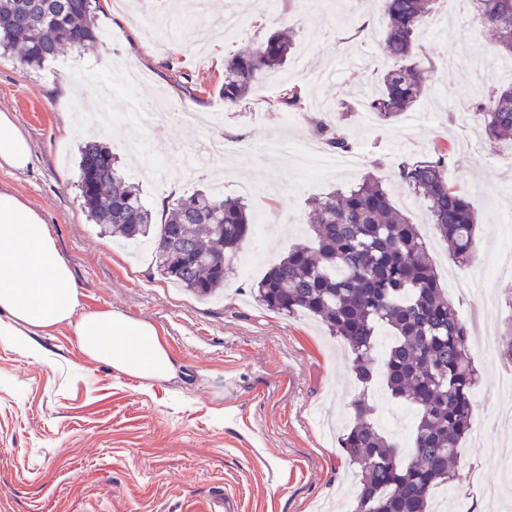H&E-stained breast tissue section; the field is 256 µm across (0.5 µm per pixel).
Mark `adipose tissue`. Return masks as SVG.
<instances>
[{
	"mask_svg": "<svg viewBox=\"0 0 512 512\" xmlns=\"http://www.w3.org/2000/svg\"><path fill=\"white\" fill-rule=\"evenodd\" d=\"M31 160L29 141L1 112L0 169L22 171ZM18 324L37 334L69 325L84 355L123 374L150 382L175 374L153 325L110 310L81 311L72 270L41 214L0 191V336L12 335Z\"/></svg>",
	"mask_w": 512,
	"mask_h": 512,
	"instance_id": "obj_1",
	"label": "adipose tissue"
}]
</instances>
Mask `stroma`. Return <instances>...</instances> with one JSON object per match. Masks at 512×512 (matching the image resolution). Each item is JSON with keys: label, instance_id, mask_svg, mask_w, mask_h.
Masks as SVG:
<instances>
[{"label": "stroma", "instance_id": "35a3bbf8", "mask_svg": "<svg viewBox=\"0 0 512 512\" xmlns=\"http://www.w3.org/2000/svg\"><path fill=\"white\" fill-rule=\"evenodd\" d=\"M267 0L263 11L227 30L225 15L245 0H206L199 15L188 0H127L97 7V49L69 50L33 68L0 53V111L11 113L30 142L22 172L0 170V191L38 210L69 264L88 310H112L152 324L176 364L175 377L146 382L94 361L69 326L37 336L32 346L0 337V512H211L219 498L234 512H352L357 479L338 438L352 422L360 387L342 343L310 316L287 317L260 305L255 275L232 276L223 298L201 299L165 283L151 258L127 252L101 233L77 187L79 150L108 146L154 214L193 192L244 197L255 225L241 250L270 259L309 237L310 198L365 177L380 180L394 205L429 242L438 274L454 270L445 289L469 334V356L480 373L472 428L480 446L464 440V467L448 507L512 512V425L498 421L497 384L512 363L489 355L512 320V266L502 256L503 224L512 217V170L497 161L505 144L485 138L475 116L457 110L512 84L496 48L479 43L480 24L464 0H437L438 28H422L418 45L433 71L410 113L384 123L364 120L366 98L389 66L378 4L340 0ZM277 29L294 33L285 66L255 93L225 104L219 93L224 60L263 42ZM356 58L332 82L315 85L309 72L327 52ZM304 90L303 109L283 125L279 89ZM143 98L215 114L214 132L237 142L233 158H206L193 175L171 172L199 131L173 122L148 126L128 103ZM349 104L344 133L364 152L358 168H294L256 145L284 140L298 148L315 140L320 103ZM447 149L448 182L473 204L476 253L454 265L426 205L407 195L395 171L404 158ZM385 432L409 438L415 411L381 384L368 390Z\"/></svg>", "mask_w": 512, "mask_h": 512}]
</instances>
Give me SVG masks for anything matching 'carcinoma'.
Returning a JSON list of instances; mask_svg holds the SVG:
<instances>
[{"mask_svg": "<svg viewBox=\"0 0 512 512\" xmlns=\"http://www.w3.org/2000/svg\"><path fill=\"white\" fill-rule=\"evenodd\" d=\"M387 26L384 49L392 65L383 89L367 109L388 122L409 111L424 93L430 69L417 52L416 36L433 14L435 0H380ZM480 21L484 40L512 58V0H467ZM93 0H0V48L21 66H38L61 52L101 44L93 22ZM292 35L272 33L264 42L224 61L219 92L234 104L252 92L264 74L283 66ZM302 89L281 90L277 104L302 109ZM472 108L489 139L512 141V85L477 100ZM352 109L317 122L331 148L349 149L344 124ZM445 154L436 150L397 165L404 191L427 203L435 233L450 257L463 264L475 255V214L464 193L451 188ZM79 190L90 219L112 236L145 243L156 272L167 283L200 297L224 288L236 271L251 234L241 197L198 191L172 205L158 223L138 185L115 168L108 147L88 143L79 157ZM312 243L294 244L257 283V301L293 317L307 313L339 339L352 356L363 387L378 380L392 398L416 411L411 448L374 422L366 394L352 402L355 422L339 438L346 459L359 472L354 512H432L433 491L453 482L463 466L459 447L471 431L477 370L468 354L469 332L429 258L416 225L393 204L373 177L309 201ZM391 343L376 364L378 336Z\"/></svg>", "mask_w": 512, "mask_h": 512, "instance_id": "cac0c4a2", "label": "carcinoma"}]
</instances>
